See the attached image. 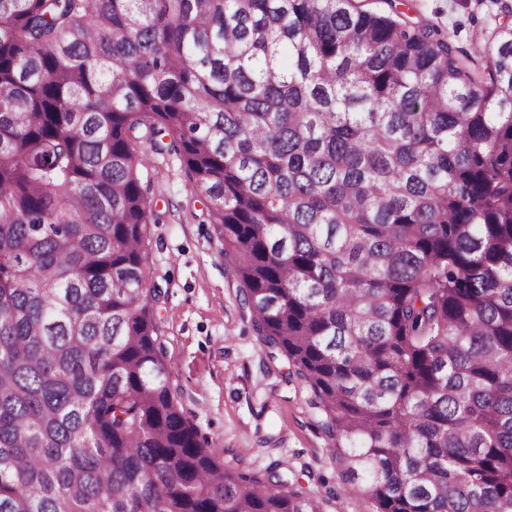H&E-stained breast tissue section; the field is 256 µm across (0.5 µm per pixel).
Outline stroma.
<instances>
[{
	"label": "stroma",
	"mask_w": 512,
	"mask_h": 512,
	"mask_svg": "<svg viewBox=\"0 0 512 512\" xmlns=\"http://www.w3.org/2000/svg\"><path fill=\"white\" fill-rule=\"evenodd\" d=\"M412 2L466 45L489 37L501 21L493 0ZM150 163L158 217L149 227L150 279L164 292L156 319L172 393L202 443L226 466L246 472L278 464L324 500V512H374L368 496L340 488L310 389L297 378L285 381L284 357L271 356L255 335L182 162L154 153Z\"/></svg>",
	"instance_id": "obj_1"
}]
</instances>
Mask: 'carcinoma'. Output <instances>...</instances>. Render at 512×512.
I'll return each instance as SVG.
<instances>
[{
	"mask_svg": "<svg viewBox=\"0 0 512 512\" xmlns=\"http://www.w3.org/2000/svg\"><path fill=\"white\" fill-rule=\"evenodd\" d=\"M402 4L0 0V512H322L172 397L143 139L341 488L512 512V25L467 48Z\"/></svg>",
	"mask_w": 512,
	"mask_h": 512,
	"instance_id": "obj_1",
	"label": "carcinoma"
}]
</instances>
